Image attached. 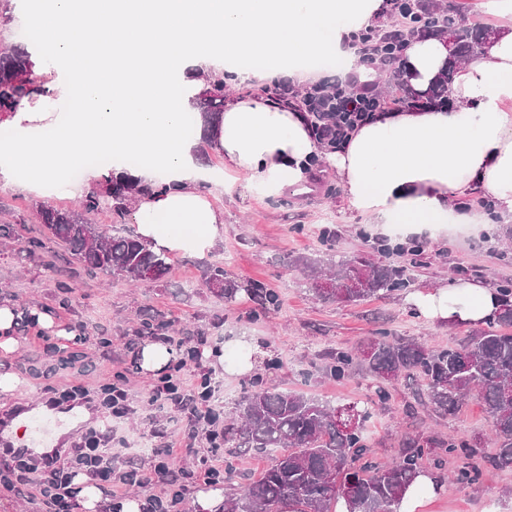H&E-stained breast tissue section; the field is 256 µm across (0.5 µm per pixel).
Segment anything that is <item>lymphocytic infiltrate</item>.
I'll list each match as a JSON object with an SVG mask.
<instances>
[{"mask_svg":"<svg viewBox=\"0 0 512 512\" xmlns=\"http://www.w3.org/2000/svg\"><path fill=\"white\" fill-rule=\"evenodd\" d=\"M199 357L198 348L184 351L170 373L154 386L150 401H186L191 404L198 420L210 421L213 416L212 400L199 393V379L192 368ZM43 393L49 405L72 400L92 411L85 424V442L37 453L0 448V483L7 489L39 496L48 512H80L81 488L77 479L83 475L104 477L116 502L126 498L130 486L160 483V491L146 498L142 512H185L192 486L212 484L224 478L222 436L213 430L206 432L208 447L189 473L179 474L166 467L152 474L139 468L132 473L125 471L113 475L110 449L112 422L134 410L128 399L123 374H115L97 386L87 384L77 375L63 385L45 386Z\"/></svg>","mask_w":512,"mask_h":512,"instance_id":"lymphocytic-infiltrate-1","label":"lymphocytic infiltrate"}]
</instances>
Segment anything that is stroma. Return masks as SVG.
Here are the masks:
<instances>
[{"instance_id": "1", "label": "stroma", "mask_w": 512, "mask_h": 512, "mask_svg": "<svg viewBox=\"0 0 512 512\" xmlns=\"http://www.w3.org/2000/svg\"><path fill=\"white\" fill-rule=\"evenodd\" d=\"M190 139L197 162L212 173L201 188L224 211V238L204 259L187 253L171 255L161 284L133 287L100 273L73 280L72 292L61 296L55 280L43 273L51 253L29 249L30 240L43 236L31 209L37 203L75 206L100 190L99 181L84 173L77 186L62 184L41 194L30 191L20 179L0 188V209L9 211L12 224L9 237H0V299L39 307L56 326L70 331L61 350L47 351L21 341L9 356H0V371L15 372L22 380L12 395H0V404L24 408L38 404L45 382L63 384L76 367L85 370L90 383L122 373L129 380V397L137 411L121 423L112 445L118 448L127 442L137 447L138 455L129 462L151 471L162 463L157 450L171 432L198 434L204 425L178 405L169 403L161 410L148 405L147 394L157 379L142 373L138 352L143 339L134 333L144 311L202 333L212 345L243 333L260 340L266 360L251 374L228 373L205 359L198 363V373L223 383L225 409H232L256 383L348 403L366 398L371 379L359 374L339 382L327 376L328 351L356 348L381 330L445 347L457 344L470 329L427 321L410 307L404 290L355 304L323 301L306 288L293 259L321 256L329 249L347 257L366 254L405 267L415 287L444 286L455 278L478 279L494 287L512 282V226L499 218L490 216L485 224L451 229L435 238L420 236L423 258L415 265L410 255L399 251L408 236L369 223L347 208L334 172L316 167L305 190L290 188L276 198L251 195L241 178L228 191L222 156L200 130H192ZM212 264L224 265L239 285L232 302L202 287L203 271ZM256 281L278 292V309L262 312L246 294V287ZM419 385L415 378L403 381L388 404L371 406L364 435L379 459L396 456L398 437L407 431L462 438L489 431L490 420L477 397H469L459 418H442L414 400L412 393ZM429 512H512V471L489 467L479 483L446 482Z\"/></svg>"}]
</instances>
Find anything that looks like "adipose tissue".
<instances>
[{
    "instance_id": "ef3b65f1",
    "label": "adipose tissue",
    "mask_w": 512,
    "mask_h": 512,
    "mask_svg": "<svg viewBox=\"0 0 512 512\" xmlns=\"http://www.w3.org/2000/svg\"><path fill=\"white\" fill-rule=\"evenodd\" d=\"M383 0H19L18 12L38 32L48 66L60 74L44 95L23 99L9 122L14 139L0 141V158L32 186L57 184L92 145L112 169L168 183L141 197L131 218L157 252L209 254L224 237V213L201 188L209 174L182 133L190 100L211 75L235 73L252 85L285 77L315 81L323 62L344 58L361 78L351 33L369 26ZM245 59L263 69L241 68ZM445 40L415 38L402 59L404 78L424 93L445 69ZM449 93L457 110L436 107L383 112L360 126L339 151L313 138L306 112L266 95L234 97L209 132L224 170L245 176L266 197L304 185L310 157L340 179L347 207L398 233H424L450 224H479L475 210L454 200L487 197L502 223H512V27L490 35L455 73ZM68 109L54 112L52 99ZM409 304L427 319L478 326L502 306L496 288L460 280L418 289Z\"/></svg>"
}]
</instances>
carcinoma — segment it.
<instances>
[{"label":"carcinoma","mask_w":512,"mask_h":512,"mask_svg":"<svg viewBox=\"0 0 512 512\" xmlns=\"http://www.w3.org/2000/svg\"><path fill=\"white\" fill-rule=\"evenodd\" d=\"M410 22L401 38L390 29L373 30L381 51L376 56H395L415 35L438 36L455 33L454 49L448 64L425 96L427 102L451 106L448 88L458 64L472 56L490 34L486 27L465 23L463 0H450L446 7L432 0H399ZM39 67L32 53L15 46L0 49V115L8 116L22 98L38 91L24 76ZM402 102L413 105L401 74L387 70ZM226 74L197 100L201 112L211 120L224 112ZM259 91L276 103H296L323 117L336 121V91L322 98L300 94L284 83H274ZM116 222L128 212L133 195H142L149 187L122 174L104 179ZM102 199L92 193L80 208L65 209L41 204L37 218L45 235L30 242V251L52 244L68 252L79 268L52 261L45 266L51 278H75L80 272L107 273L130 283L145 280L164 282L169 256L156 254L138 236L117 232L107 234L89 222L87 214L99 209ZM293 264L304 273L307 288L324 300L352 303L376 295H389L408 287L405 271L366 255L353 258L329 256L327 259L299 256ZM207 289L226 301L235 299L236 281L214 264L204 272ZM504 299L497 321L466 336L458 345L436 347L403 338L372 336L355 350L336 349L327 355L326 374L340 381L364 371L376 381L374 399L385 404L400 381L418 374L424 392L418 402L440 416H455L471 392L479 395L484 412L491 419L495 453L484 455L483 434L470 438L450 435L422 436L404 433L399 452L392 461H382L366 444L362 421L368 409L356 405L335 406L331 402L301 393L260 387L248 391L237 403L234 413L224 421V447L228 456L262 453L269 464L260 477H244L245 485L224 503V512H336L344 503L347 512H394L403 491L415 479L431 469L444 470L455 461L453 480L471 485L483 477L485 464L500 470H512V285L499 289ZM254 297L268 311L278 307L279 295L259 283ZM167 323L153 315L140 320L135 334L156 336Z\"/></svg>","instance_id":"obj_1"}]
</instances>
